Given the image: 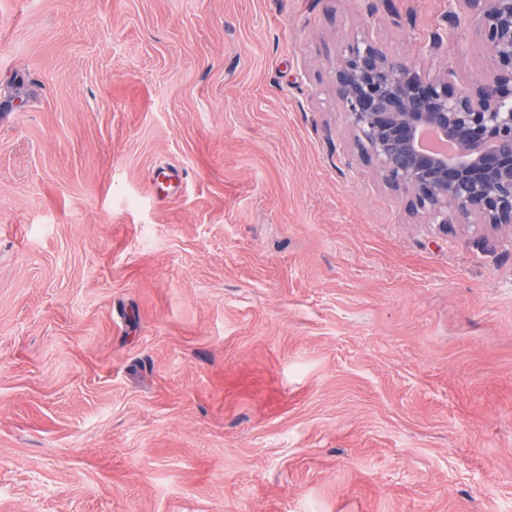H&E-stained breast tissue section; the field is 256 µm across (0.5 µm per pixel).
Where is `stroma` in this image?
<instances>
[{
    "label": "stroma",
    "instance_id": "1",
    "mask_svg": "<svg viewBox=\"0 0 512 512\" xmlns=\"http://www.w3.org/2000/svg\"><path fill=\"white\" fill-rule=\"evenodd\" d=\"M491 70L447 0H0V512H512V237L331 89Z\"/></svg>",
    "mask_w": 512,
    "mask_h": 512
}]
</instances>
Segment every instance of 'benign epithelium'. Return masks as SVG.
Listing matches in <instances>:
<instances>
[{
  "instance_id": "7a95c632",
  "label": "benign epithelium",
  "mask_w": 512,
  "mask_h": 512,
  "mask_svg": "<svg viewBox=\"0 0 512 512\" xmlns=\"http://www.w3.org/2000/svg\"><path fill=\"white\" fill-rule=\"evenodd\" d=\"M448 13L491 57L481 82L388 55L372 17L339 46L334 98L359 158L425 223L512 231V0H448Z\"/></svg>"
}]
</instances>
